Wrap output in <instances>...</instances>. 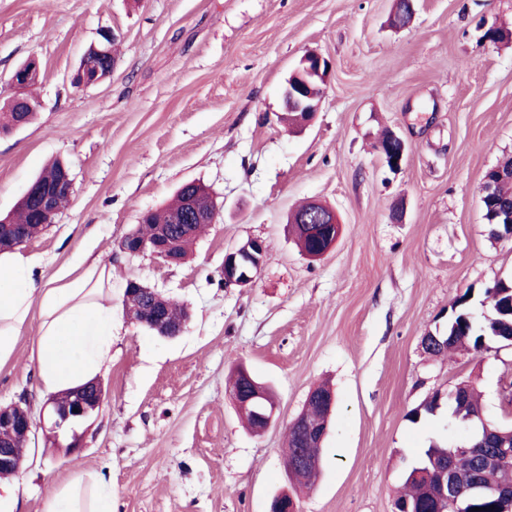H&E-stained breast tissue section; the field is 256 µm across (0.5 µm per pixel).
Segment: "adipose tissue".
Segmentation results:
<instances>
[{
    "mask_svg": "<svg viewBox=\"0 0 512 512\" xmlns=\"http://www.w3.org/2000/svg\"><path fill=\"white\" fill-rule=\"evenodd\" d=\"M33 257L0 253V367L13 358L19 336L38 320L30 362L43 392L78 387L105 370L112 360V268L79 258L55 286L37 284ZM83 478L54 488L43 512H112V495L97 481L92 499L82 494Z\"/></svg>",
    "mask_w": 512,
    "mask_h": 512,
    "instance_id": "1",
    "label": "adipose tissue"
}]
</instances>
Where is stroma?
Wrapping results in <instances>:
<instances>
[{
    "label": "stroma",
    "mask_w": 512,
    "mask_h": 512,
    "mask_svg": "<svg viewBox=\"0 0 512 512\" xmlns=\"http://www.w3.org/2000/svg\"><path fill=\"white\" fill-rule=\"evenodd\" d=\"M395 0H0V100L13 71L40 63L39 107L0 131V213L14 210L52 159L74 181L70 204L21 245L46 282L91 252L112 267V362L102 407L77 453L34 428L19 476L20 512L87 472L112 488V512H269L290 488L285 434L319 383L336 396L322 474L300 512H394L406 465L430 440L468 439L447 409L411 422L434 393L470 382L486 420L512 426L503 394L512 347L429 353L463 293L512 280V241L492 238L478 194L512 157V0H418L393 26ZM497 29L498 43L486 42ZM117 61L102 82L72 75L102 31ZM330 68L310 125L288 130L282 92L302 56ZM406 144L399 170L378 149ZM217 206L185 262L129 257L143 213L184 183ZM335 209V246L312 259L288 223L298 205ZM259 239L253 282L225 284L224 256ZM183 304L180 336L128 318L130 274ZM20 336L0 368V406L43 398ZM277 396L263 433L243 427L227 377L236 364Z\"/></svg>",
    "instance_id": "stroma-1"
}]
</instances>
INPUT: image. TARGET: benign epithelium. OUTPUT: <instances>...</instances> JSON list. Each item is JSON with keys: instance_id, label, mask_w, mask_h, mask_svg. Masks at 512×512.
<instances>
[{"instance_id": "obj_1", "label": "benign epithelium", "mask_w": 512, "mask_h": 512, "mask_svg": "<svg viewBox=\"0 0 512 512\" xmlns=\"http://www.w3.org/2000/svg\"><path fill=\"white\" fill-rule=\"evenodd\" d=\"M328 70V60L323 56L308 52L300 60L299 65L292 73V78L298 80L295 87L285 85L283 96L294 94V90H303V87L310 86V81H325V75ZM112 73V68L91 69L82 63L79 65L72 82L79 87H89L95 85ZM39 79V66L36 59L32 58L21 65L13 74L11 84L16 92L14 98L24 100L23 90L36 85ZM380 151L384 155L388 166L396 170L401 167L405 157V142L396 134L390 133L385 142L380 144ZM74 191V182L69 171L64 170L54 182L53 186L47 190H40L33 185L29 192H35L39 197L37 217L42 224H51L54 222L56 210V200L61 196H72ZM192 217L198 224H211L215 218V209L212 203L190 204ZM301 224H337L339 223L336 212L330 207L318 202L309 203L308 210L298 218ZM124 242L129 244L125 251L130 256H141L150 254L162 259L170 265H177L183 261L180 250L179 239L170 234L166 229H160L155 232L150 239L141 240L131 232L125 236ZM256 251L260 255H265L266 247L263 241L250 239L236 248L228 251L224 256V267L222 276L226 285H241L251 283L254 274L237 273V256L250 251ZM143 324L158 335L166 338H173L182 332L184 324H175L166 316L157 314L151 308L145 309V318ZM228 394L239 409H248L260 407L268 398V394L261 385H256L251 391L243 393L237 391H228ZM103 383L95 379L84 385L66 392V396L51 397L46 401L50 407L51 425L48 428L50 439L58 441L59 436L66 433L71 435V441L66 449H77L82 445L83 434L78 432V427L82 426L89 417L98 410L104 401ZM34 425L32 411L27 407L16 404L10 408L0 409V434L8 433L13 435L21 433L28 435L31 433ZM466 454L473 458L482 468V473H487L490 469L499 464L512 462V441L497 430H493L489 425H484V433L480 440L471 447L463 448ZM486 489L498 496L503 508L499 512H512V492L495 487L485 482L465 481L462 472L456 470L452 461H444L440 468V483L438 495L436 498L438 512H466V499L463 493L469 490ZM270 512H298L296 501L287 493H281L273 498L270 504Z\"/></svg>"}]
</instances>
